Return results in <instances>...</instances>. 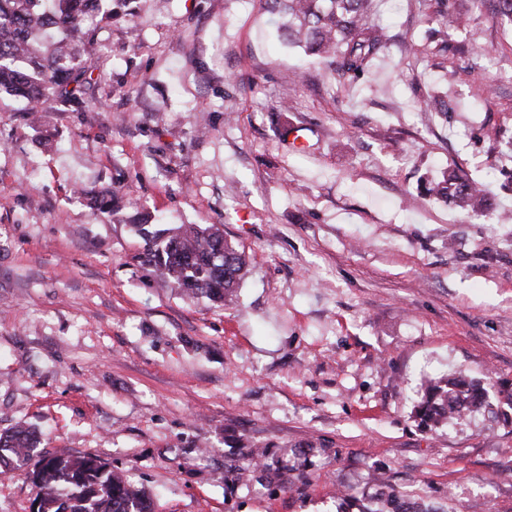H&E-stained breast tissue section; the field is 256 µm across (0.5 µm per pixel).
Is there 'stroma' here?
<instances>
[{
  "label": "stroma",
  "instance_id": "stroma-1",
  "mask_svg": "<svg viewBox=\"0 0 512 512\" xmlns=\"http://www.w3.org/2000/svg\"><path fill=\"white\" fill-rule=\"evenodd\" d=\"M444 4L461 23L440 38L428 0H386L351 84L253 0H135L95 26L81 103L35 126L0 95V435L108 461L153 512H359L386 485L512 512V26ZM448 168L486 216L425 193ZM85 188L220 227L248 262L236 304L159 280ZM451 374L488 408L421 426ZM35 496L0 475V512Z\"/></svg>",
  "mask_w": 512,
  "mask_h": 512
}]
</instances>
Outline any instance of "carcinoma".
<instances>
[{"mask_svg":"<svg viewBox=\"0 0 512 512\" xmlns=\"http://www.w3.org/2000/svg\"><path fill=\"white\" fill-rule=\"evenodd\" d=\"M261 9L284 15L278 32L286 42L326 60L336 73L357 79L372 57L387 46L375 19L376 0H257ZM130 0H0V92L40 111L56 96L77 97L86 83L85 45L91 25L110 20ZM427 193L453 201L475 216L491 210L483 190L453 170ZM92 209L130 223L143 240L141 264L194 297L226 303L243 277L245 256L214 224H180L150 229L148 218L125 214L115 192L86 195ZM488 406L485 392L463 377L429 383L415 409L429 428L460 420ZM38 437L19 427L0 435V457L33 467L27 477L37 487L34 512H151L150 502L126 476L97 456L67 452L34 455ZM405 494L393 486L381 491L371 512H421L403 507Z\"/></svg>","mask_w":512,"mask_h":512,"instance_id":"carcinoma-1","label":"carcinoma"}]
</instances>
